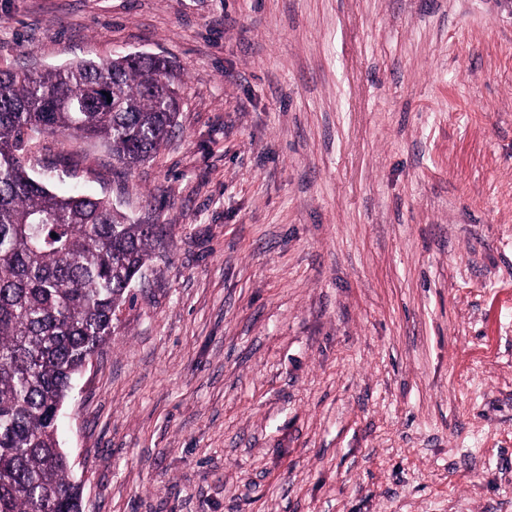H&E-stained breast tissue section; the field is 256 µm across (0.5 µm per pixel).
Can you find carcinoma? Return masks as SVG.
<instances>
[{
    "label": "carcinoma",
    "instance_id": "1",
    "mask_svg": "<svg viewBox=\"0 0 512 512\" xmlns=\"http://www.w3.org/2000/svg\"><path fill=\"white\" fill-rule=\"evenodd\" d=\"M177 80L151 55L0 71V512H82L61 410L161 236L101 198L52 192L27 167L28 143L99 138L137 167L177 125Z\"/></svg>",
    "mask_w": 512,
    "mask_h": 512
}]
</instances>
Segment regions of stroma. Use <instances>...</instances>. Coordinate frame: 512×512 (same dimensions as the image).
<instances>
[{
    "instance_id": "obj_1",
    "label": "stroma",
    "mask_w": 512,
    "mask_h": 512,
    "mask_svg": "<svg viewBox=\"0 0 512 512\" xmlns=\"http://www.w3.org/2000/svg\"><path fill=\"white\" fill-rule=\"evenodd\" d=\"M172 60L162 244L62 411L83 512H512V0H0V70Z\"/></svg>"
}]
</instances>
